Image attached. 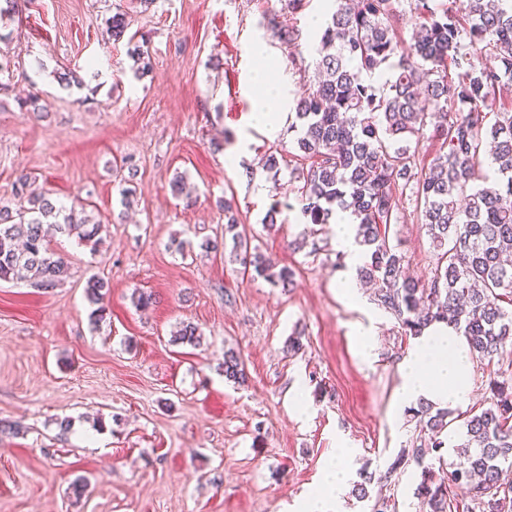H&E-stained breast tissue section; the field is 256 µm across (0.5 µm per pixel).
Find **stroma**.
I'll return each mask as SVG.
<instances>
[{"label": "stroma", "instance_id": "stroma-1", "mask_svg": "<svg viewBox=\"0 0 512 512\" xmlns=\"http://www.w3.org/2000/svg\"><path fill=\"white\" fill-rule=\"evenodd\" d=\"M0 17V207L15 206L28 175L64 205L104 226L93 249L51 235L70 275L44 291L0 281V512H301L321 487L337 438L357 449L356 472L385 471L419 437L395 414L398 364L413 338L369 290L348 299L352 270L332 225L299 223L289 160L296 134L253 126V48L278 62L288 101L314 76L324 0L295 12L280 0H19ZM129 7L128 37L106 28ZM276 25H269V18ZM296 30L287 43L279 29ZM148 48L150 73L129 56ZM74 72L67 85L60 74ZM39 93L40 110L24 102ZM277 154L280 173L264 166ZM183 176L186 195L170 183ZM136 194L121 202V184ZM234 200L250 246L295 272L282 290L243 278L238 262L210 252ZM390 238L410 271L429 277L435 251L407 200ZM182 241L183 252L171 248ZM108 281L105 321H91L90 276ZM152 293L146 310L134 291ZM199 346L176 345L184 323ZM376 334L370 357L356 337ZM301 339L286 352L289 337ZM248 376L224 377V351ZM71 422L69 431L59 427ZM420 469L408 463L368 499L344 494L345 512H424ZM88 481L75 495L77 478Z\"/></svg>", "mask_w": 512, "mask_h": 512}]
</instances>
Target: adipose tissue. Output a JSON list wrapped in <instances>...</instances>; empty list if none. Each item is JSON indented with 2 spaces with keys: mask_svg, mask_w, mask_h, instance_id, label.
I'll return each mask as SVG.
<instances>
[{
  "mask_svg": "<svg viewBox=\"0 0 512 512\" xmlns=\"http://www.w3.org/2000/svg\"><path fill=\"white\" fill-rule=\"evenodd\" d=\"M288 118L284 90L258 92L251 119L269 132L280 131ZM401 383L396 390L398 407L424 400L440 407L465 403L471 389L472 359L468 345L453 327L436 323L415 337L399 365ZM357 452L339 444L334 463L324 478V493L309 497L304 512H336L339 495L349 479Z\"/></svg>",
  "mask_w": 512,
  "mask_h": 512,
  "instance_id": "ef3b65f1",
  "label": "adipose tissue"
}]
</instances>
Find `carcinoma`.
<instances>
[{
	"instance_id": "1",
	"label": "carcinoma",
	"mask_w": 512,
	"mask_h": 512,
	"mask_svg": "<svg viewBox=\"0 0 512 512\" xmlns=\"http://www.w3.org/2000/svg\"><path fill=\"white\" fill-rule=\"evenodd\" d=\"M334 2L316 74L297 100L291 126L298 132L290 171L299 183L297 209L307 224H329L339 211L355 217V242L365 257L356 277L375 286L377 306L409 335L446 322L465 336L477 358L512 365V109L501 96L512 87V0H446L440 10L430 0H410L418 22L408 52L396 33L401 0ZM128 26L126 14L113 15L112 39ZM130 57L135 75L151 71L147 51L137 46ZM378 71L388 77L377 87L372 78ZM495 105L490 124L488 110ZM427 128L439 148L424 169L411 138ZM487 146L495 164L490 186L479 184ZM15 193L23 205L0 208V280L54 288L69 267L50 247L44 225L95 250L103 243L102 224L57 205L26 175L18 178ZM403 196L414 203L436 252L425 280L408 274L406 255L388 238ZM224 218V238L243 273L290 288L294 272L250 251L229 200ZM106 290L101 278L87 282L94 321L103 318ZM199 340L198 327L186 323L172 342ZM224 377L247 380L241 356L231 348L224 351ZM488 385L491 406L464 417L467 443L458 449L463 461L448 472V481L436 480L424 460L441 449L438 436L450 423L449 412L422 401L409 412L425 437L386 471L363 473L354 495L368 497L367 486L390 482L411 459L421 467L417 496L426 512H452L453 488L469 499L466 512H512V485L501 482V464L512 463V377L502 372Z\"/></svg>"
}]
</instances>
